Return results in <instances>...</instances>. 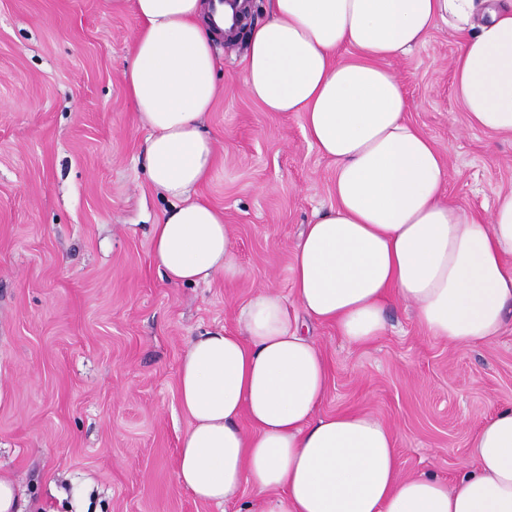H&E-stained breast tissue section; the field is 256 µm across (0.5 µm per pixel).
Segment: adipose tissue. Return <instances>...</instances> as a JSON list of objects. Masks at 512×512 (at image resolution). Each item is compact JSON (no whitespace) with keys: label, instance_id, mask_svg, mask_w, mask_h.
Here are the masks:
<instances>
[{"label":"adipose tissue","instance_id":"adipose-tissue-1","mask_svg":"<svg viewBox=\"0 0 512 512\" xmlns=\"http://www.w3.org/2000/svg\"><path fill=\"white\" fill-rule=\"evenodd\" d=\"M139 20L124 79L149 129L151 184L169 202L152 258L175 285L244 274L223 212L194 198L215 164L202 130L217 94L214 40L245 44L243 82L265 111L300 113L333 164L335 202L293 248L290 297L266 288L233 330L190 340L179 400L190 425L176 476L207 502L245 512H512V403L478 429L454 482L401 476L392 431L368 413L317 416L325 352L308 322L351 347L410 306L427 338L491 343L512 320V190L488 215L446 193L440 150L406 118L389 67L447 25L454 88L472 127L512 135V0H267L236 28L218 0H113Z\"/></svg>","mask_w":512,"mask_h":512}]
</instances>
